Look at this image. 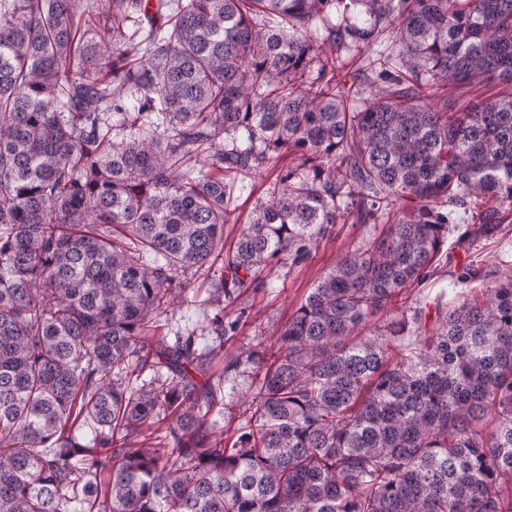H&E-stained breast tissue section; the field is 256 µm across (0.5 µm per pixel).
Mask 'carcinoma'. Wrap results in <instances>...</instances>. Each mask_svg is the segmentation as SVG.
Listing matches in <instances>:
<instances>
[{"instance_id":"obj_1","label":"carcinoma","mask_w":512,"mask_h":512,"mask_svg":"<svg viewBox=\"0 0 512 512\" xmlns=\"http://www.w3.org/2000/svg\"><path fill=\"white\" fill-rule=\"evenodd\" d=\"M488 78L512 0H0V512H512V270L412 298L455 216L512 217V93L437 95ZM202 272L204 325L159 333ZM266 186L261 184H251L249 182L237 183L227 195V199L231 208H236L237 214L246 217L251 208L255 205L256 200L265 191ZM366 226L352 224L336 225V236L320 249L317 255L304 265L289 270L281 268L272 276L273 287L265 293L258 294L252 303L251 325L245 327L240 340L248 341L257 336L259 330L265 329L266 335L272 333L273 323L282 317L286 318L308 293L310 288L332 268L339 254L346 251L348 246L360 241L366 235ZM286 275V277H284ZM256 319L255 322L253 320ZM260 327V328H258Z\"/></svg>"}]
</instances>
